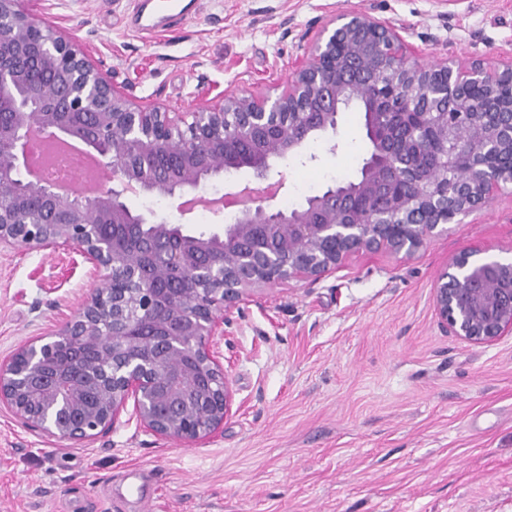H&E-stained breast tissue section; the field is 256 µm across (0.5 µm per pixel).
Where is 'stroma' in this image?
<instances>
[{
    "label": "stroma",
    "mask_w": 512,
    "mask_h": 512,
    "mask_svg": "<svg viewBox=\"0 0 512 512\" xmlns=\"http://www.w3.org/2000/svg\"><path fill=\"white\" fill-rule=\"evenodd\" d=\"M180 24L129 20L139 0H23L74 36L137 104L172 112L217 93L283 89L337 16L399 28L426 62L512 54V0H182ZM363 121L278 161L274 207L355 178ZM512 258V185L416 257L352 256L316 281L270 290L233 317L218 349L237 413L184 443L121 415L61 442L0 405V512H512V335L467 343L438 324L433 288L455 253ZM102 276L76 250H0V361L76 312Z\"/></svg>",
    "instance_id": "obj_1"
}]
</instances>
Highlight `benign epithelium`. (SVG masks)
<instances>
[{"label": "benign epithelium", "instance_id": "1", "mask_svg": "<svg viewBox=\"0 0 512 512\" xmlns=\"http://www.w3.org/2000/svg\"><path fill=\"white\" fill-rule=\"evenodd\" d=\"M363 90L371 145L359 178L288 211L264 196L274 160L336 132ZM74 139L109 170L93 195L20 162L33 128ZM512 63L427 64L397 29L347 13L276 95L244 89L191 112L142 107L76 41L0 0V247L75 249L103 283L60 329L0 363V403L29 427L84 442L128 403L145 431L185 443L224 433L230 368L212 345L232 314L290 281H316L362 251L413 258L512 184ZM246 171L248 202L220 230L192 231L129 201L205 207L210 179ZM440 326L474 345L512 334V261L463 250L438 274Z\"/></svg>", "mask_w": 512, "mask_h": 512}]
</instances>
